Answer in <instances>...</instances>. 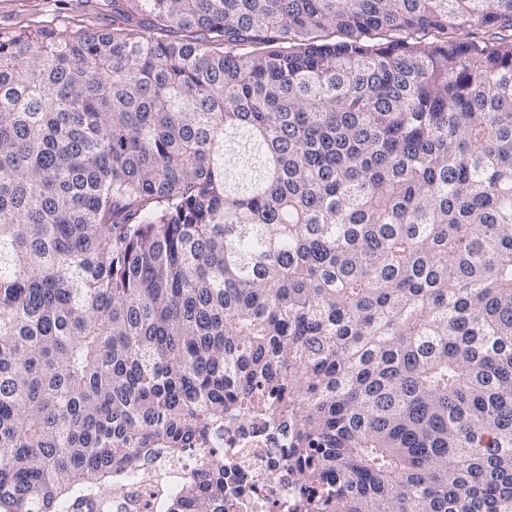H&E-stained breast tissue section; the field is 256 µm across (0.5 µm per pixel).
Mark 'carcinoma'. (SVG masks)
Here are the masks:
<instances>
[{
	"mask_svg": "<svg viewBox=\"0 0 512 512\" xmlns=\"http://www.w3.org/2000/svg\"><path fill=\"white\" fill-rule=\"evenodd\" d=\"M127 3L0 35V512H512V0ZM281 434L272 437L262 426L248 418L237 421L229 432L224 430V456H231L240 462L244 472L246 492L253 494V488L264 482L275 472V448H283ZM242 492L237 512H259L254 500ZM190 461L171 459L155 453L125 481L121 502L114 511L160 512L163 502L174 496L190 473ZM122 503V504H121Z\"/></svg>",
	"mask_w": 512,
	"mask_h": 512,
	"instance_id": "cac0c4a2",
	"label": "carcinoma"
}]
</instances>
